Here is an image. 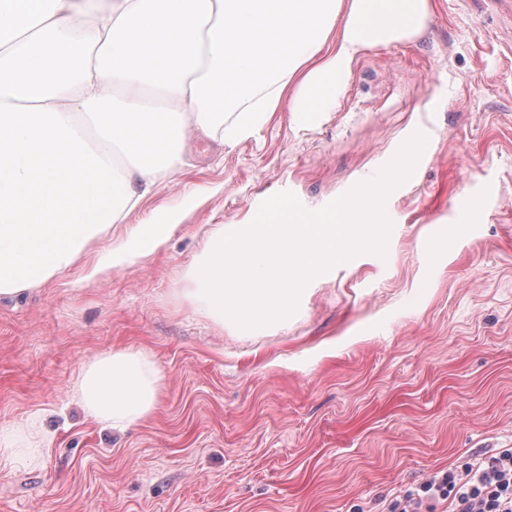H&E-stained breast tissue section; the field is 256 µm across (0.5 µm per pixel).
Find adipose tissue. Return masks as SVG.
Returning <instances> with one entry per match:
<instances>
[{
  "mask_svg": "<svg viewBox=\"0 0 512 512\" xmlns=\"http://www.w3.org/2000/svg\"><path fill=\"white\" fill-rule=\"evenodd\" d=\"M433 0H0V294L35 290L76 262L186 164L190 132L230 147L280 109L309 120L366 48L417 36ZM127 158L115 168L114 152ZM180 211L155 210L109 268L148 256ZM141 351L80 371L73 396L105 427L155 409ZM33 412L0 428V461L38 465Z\"/></svg>",
  "mask_w": 512,
  "mask_h": 512,
  "instance_id": "adipose-tissue-1",
  "label": "adipose tissue"
}]
</instances>
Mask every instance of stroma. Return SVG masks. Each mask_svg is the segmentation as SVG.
<instances>
[{"label":"stroma","mask_w":512,"mask_h":512,"mask_svg":"<svg viewBox=\"0 0 512 512\" xmlns=\"http://www.w3.org/2000/svg\"><path fill=\"white\" fill-rule=\"evenodd\" d=\"M434 4L416 37L361 52L310 123L284 110L231 147L190 135L187 168L72 268L0 296V426L39 410L52 439L38 466L0 464V512H387L474 450L512 448V48L495 16ZM423 127L384 203L385 255L336 264L271 325L196 309L185 272L218 225L282 191L320 209ZM159 207L182 212L167 245L105 268ZM122 349L162 381L153 414L118 432L71 390Z\"/></svg>","instance_id":"obj_1"}]
</instances>
